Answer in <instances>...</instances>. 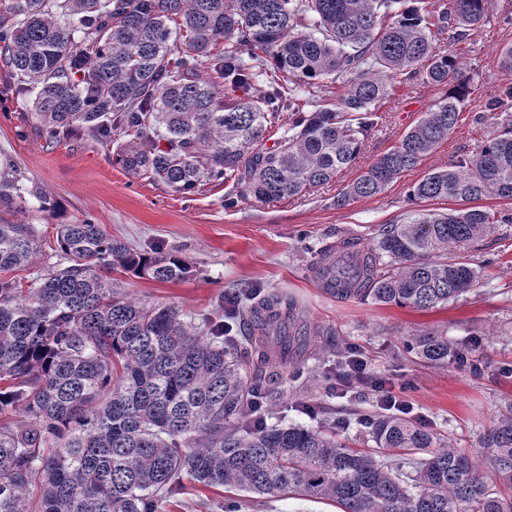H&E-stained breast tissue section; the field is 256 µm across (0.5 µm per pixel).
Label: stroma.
<instances>
[{
	"label": "stroma",
	"mask_w": 512,
	"mask_h": 512,
	"mask_svg": "<svg viewBox=\"0 0 512 512\" xmlns=\"http://www.w3.org/2000/svg\"><path fill=\"white\" fill-rule=\"evenodd\" d=\"M439 43L463 61L472 84L457 124L421 164L401 173L384 192L341 207L336 198L343 188L397 145L439 100L441 88L423 80L394 85L379 105L383 121L360 158L329 184L264 203L245 194L231 209L224 206V187L206 185L181 195L161 181L125 171L117 160L125 136H114L108 147L89 137L47 145L30 115L28 98L1 100L0 152L15 160L24 187H38L54 204L48 212L29 196L22 208H0V224L30 225L37 241L31 262L15 268L13 277L27 286L37 272L65 267L57 243L59 225L93 219L129 247L160 248L191 263L188 277L169 282L118 271L110 275L117 292L148 305L174 307L184 321H221L224 294L231 289L257 286L295 303L304 329L293 361L304 375L264 399L261 415L267 424L315 429L329 414L342 422L336 430L339 441L375 451L358 423L359 414L379 413L375 396L367 388L345 395L335 390L336 373L355 349L366 359L370 377L404 388L410 419L440 442L478 453L481 436L512 403V374L505 372L512 367V224L497 225L461 250V257L479 267V283L443 308L419 311L342 300L326 294L313 274L321 251L341 240L352 238L366 248L381 226L405 223L414 212L462 209L458 200L414 204L407 195L426 174L475 157L496 131L495 120L479 124L474 116L501 88L512 85L499 59L502 48L512 45V0H491L487 19L468 40L454 41L448 30ZM421 329L442 331L476 360L479 372L407 354L404 336ZM204 501L211 504L209 512H229L233 504L238 512H339L334 502L318 499L280 497L247 504L238 491L206 488L188 479L161 512H199Z\"/></svg>",
	"instance_id": "1"
}]
</instances>
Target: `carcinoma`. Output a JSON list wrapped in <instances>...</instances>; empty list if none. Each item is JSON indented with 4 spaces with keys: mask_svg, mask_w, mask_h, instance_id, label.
Returning <instances> with one entry per match:
<instances>
[{
    "mask_svg": "<svg viewBox=\"0 0 512 512\" xmlns=\"http://www.w3.org/2000/svg\"><path fill=\"white\" fill-rule=\"evenodd\" d=\"M488 9L489 0H440L435 16L420 0H0V83L31 98L48 146L83 135L108 145L120 128L137 139L118 153L127 171L182 194L230 182L258 202L299 196L354 163L393 84L423 77L442 88L337 196L345 206L383 192L448 137L470 84L438 35L452 26L463 40ZM329 79L341 84L334 98ZM305 87L317 93L303 96ZM511 109V85L487 107ZM285 111L288 127L265 147ZM21 190L14 159L1 154L0 207H18ZM487 196L512 201L508 118L474 158L409 193ZM511 223L508 211L477 207L419 213L365 250L323 252L318 278L336 298L441 308L479 278L448 250ZM58 243L69 265L24 288L6 272L35 253L34 231L0 224V414L23 415L0 424V512H159L185 477L259 498L328 499L340 512H512V405L481 440L484 471L400 415L361 422L382 452L421 454L408 471L319 429L269 426L246 410L283 381L260 348L270 327L294 319L292 305L253 289L244 340L224 343V323L200 335L173 307L119 297L107 280L116 269L179 280L191 271L180 257L133 250L90 219L59 225ZM404 345L439 365L460 356L434 329Z\"/></svg>",
    "mask_w": 512,
    "mask_h": 512,
    "instance_id": "carcinoma-1",
    "label": "carcinoma"
}]
</instances>
